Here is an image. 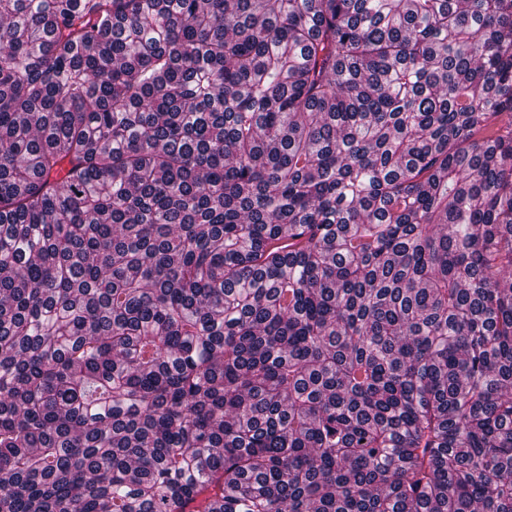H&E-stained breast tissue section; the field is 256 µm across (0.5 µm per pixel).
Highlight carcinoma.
<instances>
[{
  "label": "carcinoma",
  "mask_w": 512,
  "mask_h": 512,
  "mask_svg": "<svg viewBox=\"0 0 512 512\" xmlns=\"http://www.w3.org/2000/svg\"><path fill=\"white\" fill-rule=\"evenodd\" d=\"M512 0H0V512H512Z\"/></svg>",
  "instance_id": "obj_1"
}]
</instances>
